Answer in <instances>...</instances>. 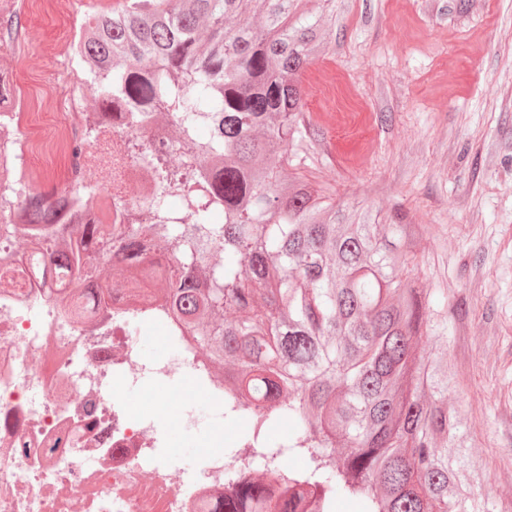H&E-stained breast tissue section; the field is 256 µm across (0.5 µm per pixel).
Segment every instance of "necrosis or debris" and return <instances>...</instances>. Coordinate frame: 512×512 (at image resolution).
<instances>
[{
	"label": "necrosis or debris",
	"mask_w": 512,
	"mask_h": 512,
	"mask_svg": "<svg viewBox=\"0 0 512 512\" xmlns=\"http://www.w3.org/2000/svg\"><path fill=\"white\" fill-rule=\"evenodd\" d=\"M46 131L79 138L70 98L18 126L24 141ZM29 279L24 294L0 290V512H208L224 491L223 454L203 452L193 471L160 458L159 414L131 419L122 395L146 379L189 375L220 404L223 381L159 311L127 309L120 281L111 283L110 316L76 324L48 300L41 274ZM134 322L164 327L178 355L141 362Z\"/></svg>",
	"instance_id": "necrosis-or-debris-1"
}]
</instances>
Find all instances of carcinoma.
Here are the masks:
<instances>
[{
  "label": "carcinoma",
  "mask_w": 512,
  "mask_h": 512,
  "mask_svg": "<svg viewBox=\"0 0 512 512\" xmlns=\"http://www.w3.org/2000/svg\"><path fill=\"white\" fill-rule=\"evenodd\" d=\"M9 0L0 30L19 31ZM306 0H118L76 46L96 93L71 155L108 135L135 181L112 190H9L1 171L0 266L26 240L67 285L55 302L76 323L79 299L107 266L141 308L162 307L223 368L224 415L249 425L211 512H494L460 479L461 420L448 407V295L417 284L416 229L399 210H354L315 188L324 139L301 77L329 51ZM14 59L0 51V138ZM176 198L179 207L168 200ZM288 422V439L269 430ZM289 456L300 467L285 471ZM274 482L249 477L251 466Z\"/></svg>",
  "instance_id": "carcinoma-1"
}]
</instances>
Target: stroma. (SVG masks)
I'll return each mask as SVG.
<instances>
[{"label": "stroma", "mask_w": 512, "mask_h": 512, "mask_svg": "<svg viewBox=\"0 0 512 512\" xmlns=\"http://www.w3.org/2000/svg\"><path fill=\"white\" fill-rule=\"evenodd\" d=\"M115 0H14L22 35L10 49L12 96L27 111L56 109L77 67L48 59L64 37ZM334 18L328 56L304 75L308 112L326 131L313 185L337 203L400 205L420 227V282L448 293L446 350L456 373L448 404L460 413L477 474L471 489L512 512V0H309ZM181 393L137 387L138 417L162 412L165 448L188 470L214 431L243 434L210 400L179 426Z\"/></svg>", "instance_id": "obj_1"}]
</instances>
